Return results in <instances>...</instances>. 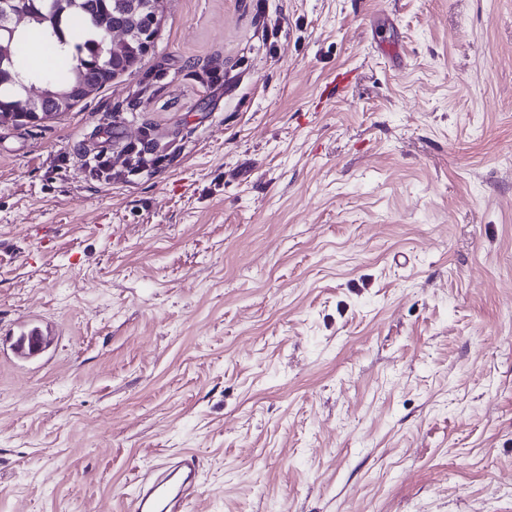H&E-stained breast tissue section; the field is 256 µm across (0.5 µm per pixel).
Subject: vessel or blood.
I'll return each instance as SVG.
<instances>
[{"mask_svg":"<svg viewBox=\"0 0 512 512\" xmlns=\"http://www.w3.org/2000/svg\"><path fill=\"white\" fill-rule=\"evenodd\" d=\"M43 333L31 327L17 338L19 354L31 356L43 349ZM196 491V462L187 455L150 471L141 472L136 480L132 512H181Z\"/></svg>","mask_w":512,"mask_h":512,"instance_id":"b4317fda","label":"vessel or blood"}]
</instances>
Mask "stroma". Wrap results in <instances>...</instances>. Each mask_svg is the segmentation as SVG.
<instances>
[{"mask_svg":"<svg viewBox=\"0 0 512 512\" xmlns=\"http://www.w3.org/2000/svg\"><path fill=\"white\" fill-rule=\"evenodd\" d=\"M28 320L0 512H130L183 453L186 512H512V0H166L132 71L0 123ZM42 336L43 333L37 326H32L21 333L15 343L17 352L24 356H35L34 354L41 352L44 348Z\"/></svg>","mask_w":512,"mask_h":512,"instance_id":"35a3bbf8","label":"stroma"}]
</instances>
